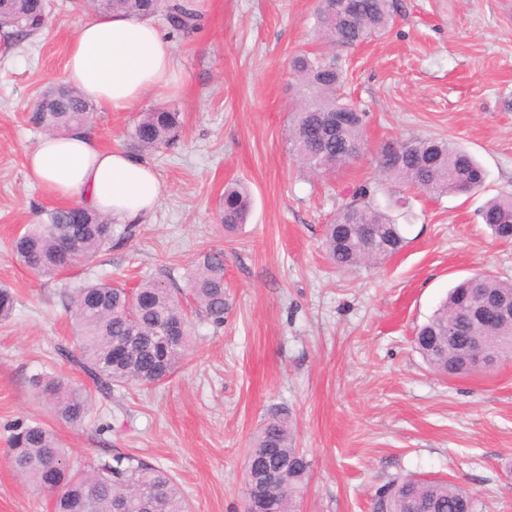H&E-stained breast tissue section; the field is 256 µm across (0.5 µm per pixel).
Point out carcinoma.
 <instances>
[{"label": "carcinoma", "mask_w": 512, "mask_h": 512, "mask_svg": "<svg viewBox=\"0 0 512 512\" xmlns=\"http://www.w3.org/2000/svg\"><path fill=\"white\" fill-rule=\"evenodd\" d=\"M99 13L123 12L137 18L161 15L177 35L198 29L201 13L193 0H91ZM355 25L338 28L322 9L316 27L326 42L354 46L387 32L394 21L392 0H351ZM52 0H0V31L17 40L43 27ZM290 68L303 89V100L292 115L291 142L301 164L310 172L326 175L358 156L363 146L364 113L341 97L343 75L336 60L300 52ZM57 103L49 112L33 109L29 122L49 134L92 122L94 103L67 85L48 89ZM338 112L350 113L341 132L330 126ZM181 122L179 113L156 108L139 113L131 138L142 152H156L173 143ZM377 170L400 186L427 194L460 195L479 189L485 171L468 151L438 138L386 141L373 153ZM376 189L366 184L356 190L330 224L325 226L324 247L338 269H353L388 258L406 244L404 225L389 208L376 203ZM252 206L249 189L234 184L224 189L217 220L226 232L246 223ZM480 216L498 239L512 240V194L488 200ZM133 225L117 227L111 218L80 207L53 208L16 236L15 258L42 276H55L89 258L112 242L131 236ZM66 240L78 244L77 255L62 250ZM512 301V281L481 275L448 291L415 337L417 349L429 366L448 377L487 371L466 354L473 338L495 363L512 360V324L484 326L469 317L474 305L485 318L496 314V304ZM63 304L79 336L80 366L103 398L116 387L160 384L171 378L193 344V319L224 325L227 308L224 256L204 255L194 265L188 288H172L148 280L136 288L84 281L64 292ZM455 328V341L438 346L436 338ZM38 392L48 397L56 414L68 423L81 422L89 409V394L57 378L37 375ZM6 461L21 477L50 497L53 512H189V505L171 474L143 459L116 454L88 468H75L66 459L54 433L43 423L19 418L8 426ZM247 459L255 475L275 470L281 475L278 493L266 500L264 512H295L308 477L309 463L293 444L288 416L274 412L256 432ZM472 495L444 478H394L381 486L372 500V512H474Z\"/></svg>", "instance_id": "carcinoma-1"}]
</instances>
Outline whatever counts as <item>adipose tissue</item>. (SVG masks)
I'll return each mask as SVG.
<instances>
[{"instance_id":"1","label":"adipose tissue","mask_w":512,"mask_h":512,"mask_svg":"<svg viewBox=\"0 0 512 512\" xmlns=\"http://www.w3.org/2000/svg\"><path fill=\"white\" fill-rule=\"evenodd\" d=\"M65 74L85 98L115 111L176 94L182 84L173 46L153 21L112 13L78 27ZM26 168L58 199L129 222L151 215L168 193L142 158L103 147L82 129L43 137L28 151Z\"/></svg>"}]
</instances>
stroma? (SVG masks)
<instances>
[{"label": "stroma", "instance_id": "obj_1", "mask_svg": "<svg viewBox=\"0 0 512 512\" xmlns=\"http://www.w3.org/2000/svg\"><path fill=\"white\" fill-rule=\"evenodd\" d=\"M388 32L332 49L315 29V0H197L192 36L171 38L182 91L115 112L97 108L87 130L102 145L136 152L138 113L179 112L181 132L146 161L170 191L134 236L68 274L49 278L17 261L11 242L57 202L28 179L25 154L41 137L28 111L63 82L68 45L92 10L54 0L47 26L20 42L0 33V286L16 299L0 320V512H50L49 500L7 465V427L47 425L72 463L134 454L168 470L191 512H243L244 465L255 432L288 413L310 467L301 512H371L396 477H447L476 512H512V361L459 378L433 372L413 335L448 290L478 273L512 280V242L494 239L479 211L512 193V0H395ZM301 50L335 53L348 101L365 114L368 149L325 177L309 175L289 143ZM441 137L483 164L468 196L408 194L395 209L407 245L376 264L338 271L323 227L353 191L396 185L371 162L391 139ZM252 193L242 230L215 222L226 185ZM224 254V325L195 323L179 371L158 387L110 399L71 361L75 330L62 303L81 279L136 287L170 275L186 286L194 262ZM90 389L82 423L60 420L33 375Z\"/></svg>", "mask_w": 512, "mask_h": 512}]
</instances>
